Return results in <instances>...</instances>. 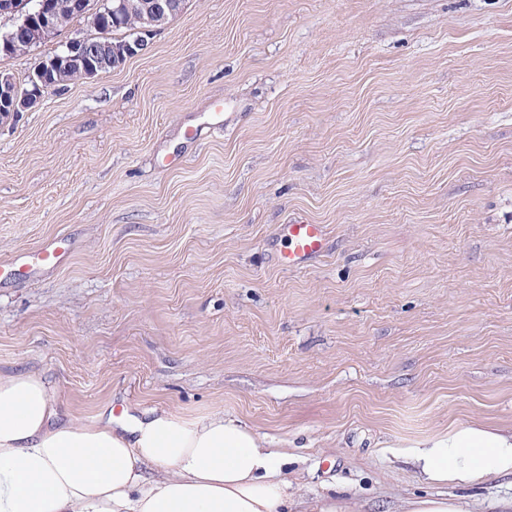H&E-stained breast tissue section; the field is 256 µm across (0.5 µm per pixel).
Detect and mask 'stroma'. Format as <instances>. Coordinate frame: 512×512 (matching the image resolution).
Returning <instances> with one entry per match:
<instances>
[{"label": "stroma", "mask_w": 512, "mask_h": 512, "mask_svg": "<svg viewBox=\"0 0 512 512\" xmlns=\"http://www.w3.org/2000/svg\"><path fill=\"white\" fill-rule=\"evenodd\" d=\"M3 262L0 376L61 416L221 413L298 493L401 512L391 449L512 423V0H186L0 122ZM282 232L288 240V248L281 255L280 264L288 269H302L324 252L326 232L323 224L294 221L284 224ZM62 241L63 240L61 239H56L46 245L39 247L34 254L36 264L39 267L45 268H51L62 264L67 251V249L63 250L59 246V243Z\"/></svg>", "instance_id": "35a3bbf8"}]
</instances>
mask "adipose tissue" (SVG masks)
<instances>
[{
	"instance_id": "adipose-tissue-1",
	"label": "adipose tissue",
	"mask_w": 512,
	"mask_h": 512,
	"mask_svg": "<svg viewBox=\"0 0 512 512\" xmlns=\"http://www.w3.org/2000/svg\"><path fill=\"white\" fill-rule=\"evenodd\" d=\"M394 455L439 490L406 512H472L458 488L512 482V425L457 423ZM293 485L287 452L223 414L62 422L40 376L0 377V512H352Z\"/></svg>"
}]
</instances>
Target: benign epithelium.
<instances>
[{
    "instance_id": "benign-epithelium-1",
    "label": "benign epithelium",
    "mask_w": 512,
    "mask_h": 512,
    "mask_svg": "<svg viewBox=\"0 0 512 512\" xmlns=\"http://www.w3.org/2000/svg\"><path fill=\"white\" fill-rule=\"evenodd\" d=\"M184 0H99L92 7L89 0H79L81 13L91 15L94 27H100L102 17L114 21H136L140 35L127 44L123 52L112 57V45L86 36L73 37L30 76V87L22 93L15 91L14 77L0 71V109L11 114L26 112L38 105L45 93L56 87L54 73L82 63L86 56L103 60L111 66L121 64L145 46V38L156 31V18L174 19L183 11ZM0 15L12 21V28L0 38V49L10 53L19 47L30 49L67 28L71 6L55 0H0Z\"/></svg>"
}]
</instances>
